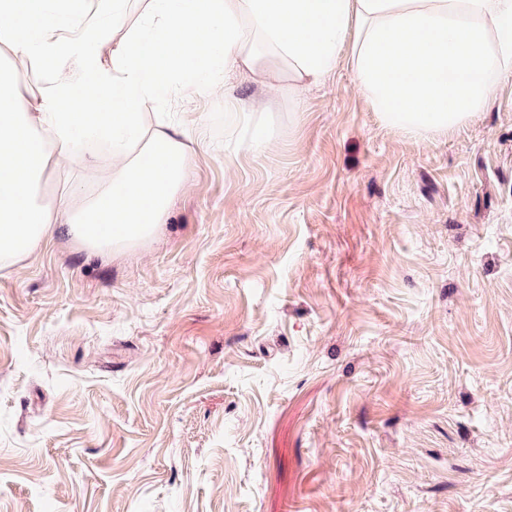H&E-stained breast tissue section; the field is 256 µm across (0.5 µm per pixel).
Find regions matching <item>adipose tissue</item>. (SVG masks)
Returning <instances> with one entry per match:
<instances>
[{
  "instance_id": "ef3b65f1",
  "label": "adipose tissue",
  "mask_w": 512,
  "mask_h": 512,
  "mask_svg": "<svg viewBox=\"0 0 512 512\" xmlns=\"http://www.w3.org/2000/svg\"><path fill=\"white\" fill-rule=\"evenodd\" d=\"M135 6L146 26L128 25ZM0 47L43 69L25 98L14 72L0 71L7 267L56 232L101 254L152 236L187 186L186 133L163 119L146 124L137 107L168 105L188 84L213 94L240 73L273 91L284 75L296 91L346 53L388 127L422 137L462 127L512 75V0H0ZM97 151L112 160L97 192L36 201L61 161Z\"/></svg>"
}]
</instances>
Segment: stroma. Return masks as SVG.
<instances>
[{"label":"stroma","mask_w":512,"mask_h":512,"mask_svg":"<svg viewBox=\"0 0 512 512\" xmlns=\"http://www.w3.org/2000/svg\"><path fill=\"white\" fill-rule=\"evenodd\" d=\"M171 103L187 189L0 268V512H512V76L445 136L340 62Z\"/></svg>","instance_id":"1"}]
</instances>
